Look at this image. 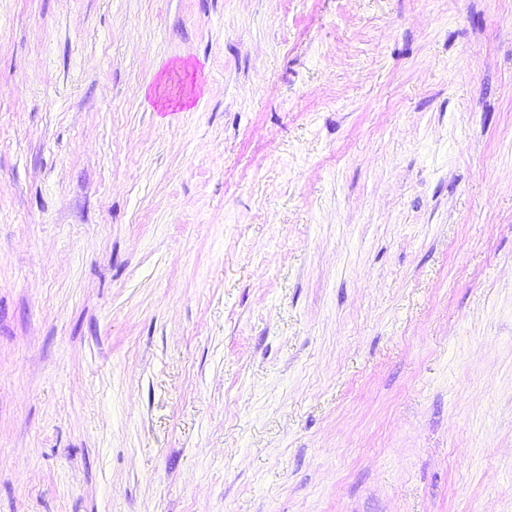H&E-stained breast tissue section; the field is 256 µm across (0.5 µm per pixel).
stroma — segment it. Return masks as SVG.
<instances>
[{"label": "stroma", "instance_id": "35a3bbf8", "mask_svg": "<svg viewBox=\"0 0 512 512\" xmlns=\"http://www.w3.org/2000/svg\"><path fill=\"white\" fill-rule=\"evenodd\" d=\"M0 512H512V0H0Z\"/></svg>", "mask_w": 512, "mask_h": 512}]
</instances>
